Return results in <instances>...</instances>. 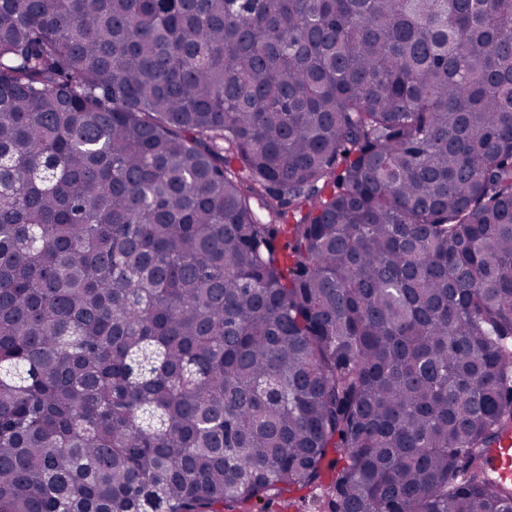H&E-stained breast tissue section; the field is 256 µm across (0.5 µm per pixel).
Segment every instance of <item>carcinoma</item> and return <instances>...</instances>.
Masks as SVG:
<instances>
[{"instance_id":"1","label":"carcinoma","mask_w":512,"mask_h":512,"mask_svg":"<svg viewBox=\"0 0 512 512\" xmlns=\"http://www.w3.org/2000/svg\"><path fill=\"white\" fill-rule=\"evenodd\" d=\"M512 0H0V512H512ZM487 477L496 487L512 486V433L502 435L486 453ZM288 497L287 493L281 499L261 501L254 506L253 512H329L325 511L324 497L319 489H305L290 495L296 501L291 509L287 508Z\"/></svg>"}]
</instances>
